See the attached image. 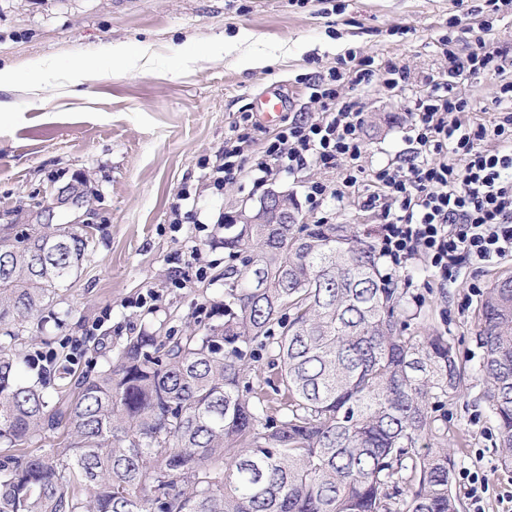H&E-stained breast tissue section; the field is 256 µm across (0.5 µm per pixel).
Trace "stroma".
Segmentation results:
<instances>
[{
    "label": "stroma",
    "instance_id": "35a3bbf8",
    "mask_svg": "<svg viewBox=\"0 0 512 512\" xmlns=\"http://www.w3.org/2000/svg\"><path fill=\"white\" fill-rule=\"evenodd\" d=\"M458 12L455 0H0V70L8 74L0 100L9 104L0 112V224L97 227L82 270L54 298L59 322L29 321L25 354L66 358L78 375L97 371L111 347L140 330L179 335L222 297L223 223L269 190L288 193L299 223L322 216L378 231V213L348 197L311 211L309 186L338 183L339 170L267 175L250 157L218 192L209 168L239 122L258 148L276 132L254 109L262 93L287 94L284 118L316 117L306 79L336 68L351 48L411 76L406 87L363 96V163L395 160L407 146L406 103L426 93L428 75L446 70L437 40ZM121 43L125 63L110 54ZM253 54L265 64L247 66ZM456 90L473 105L471 121L492 119L496 81L468 77ZM184 188L191 197L175 224L171 205ZM509 269L512 258L465 268L444 286L417 258L394 275L421 309L409 333L441 331L462 367L446 406L462 512H473L462 486L469 472L488 486L484 512L512 506L504 499L512 470L498 461V432L475 377V309Z\"/></svg>",
    "mask_w": 512,
    "mask_h": 512
}]
</instances>
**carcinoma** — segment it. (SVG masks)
<instances>
[{
    "instance_id": "obj_1",
    "label": "carcinoma",
    "mask_w": 512,
    "mask_h": 512,
    "mask_svg": "<svg viewBox=\"0 0 512 512\" xmlns=\"http://www.w3.org/2000/svg\"><path fill=\"white\" fill-rule=\"evenodd\" d=\"M94 229L0 224V512H461L442 413L462 381L453 345L404 334L407 289L349 224L224 225L240 265L209 322L127 337L50 406L58 372L21 379L22 327L80 270ZM475 318L512 469L511 271ZM61 424L58 447L28 450Z\"/></svg>"
}]
</instances>
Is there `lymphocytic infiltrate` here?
I'll return each mask as SVG.
<instances>
[{"mask_svg": "<svg viewBox=\"0 0 512 512\" xmlns=\"http://www.w3.org/2000/svg\"><path fill=\"white\" fill-rule=\"evenodd\" d=\"M480 35L463 40L461 16L448 21L440 40L448 69L430 78L426 95L416 97L408 147L396 161L375 169L360 162L364 148L362 95L374 88L373 62L350 50L340 68L307 82L316 120L297 115L268 139L261 152L262 173L292 172L316 164L343 167L337 186L317 182L307 195L311 208L326 196H359L380 216L378 249L397 272L423 258L441 283L456 281L463 266H485L512 258V52L493 47L487 35L494 19L512 14V0H484L476 7ZM498 79L493 120H467L468 98L455 86L464 77ZM350 84L352 96L339 92ZM248 133L224 142V155L209 172L212 188L222 189L239 170ZM495 149H488V142Z\"/></svg>", "mask_w": 512, "mask_h": 512, "instance_id": "lymphocytic-infiltrate-1", "label": "lymphocytic infiltrate"}]
</instances>
